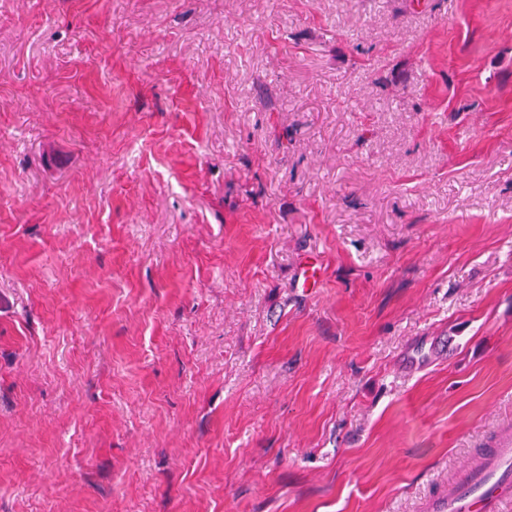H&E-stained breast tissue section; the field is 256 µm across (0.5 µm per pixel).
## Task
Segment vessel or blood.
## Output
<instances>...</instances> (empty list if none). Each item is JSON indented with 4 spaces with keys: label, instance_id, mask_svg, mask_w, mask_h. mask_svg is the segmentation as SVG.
<instances>
[{
    "label": "vessel or blood",
    "instance_id": "b4317fda",
    "mask_svg": "<svg viewBox=\"0 0 512 512\" xmlns=\"http://www.w3.org/2000/svg\"><path fill=\"white\" fill-rule=\"evenodd\" d=\"M428 512H512V444L490 449L484 469L469 473Z\"/></svg>",
    "mask_w": 512,
    "mask_h": 512
}]
</instances>
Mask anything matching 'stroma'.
<instances>
[{"mask_svg": "<svg viewBox=\"0 0 512 512\" xmlns=\"http://www.w3.org/2000/svg\"><path fill=\"white\" fill-rule=\"evenodd\" d=\"M507 431L512 0H0V512H426Z\"/></svg>", "mask_w": 512, "mask_h": 512, "instance_id": "1", "label": "stroma"}]
</instances>
